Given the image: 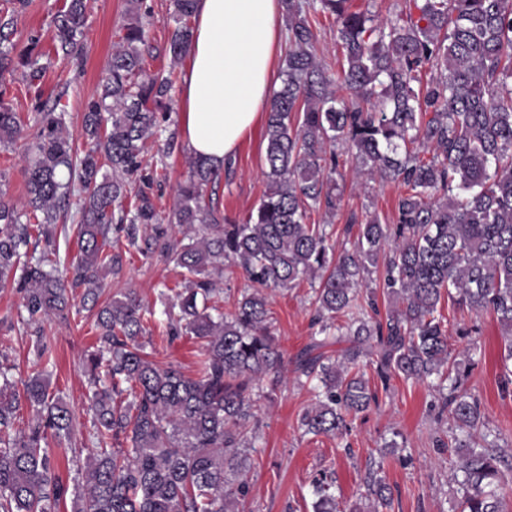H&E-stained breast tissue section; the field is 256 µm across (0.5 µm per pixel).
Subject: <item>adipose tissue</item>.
<instances>
[{"label": "adipose tissue", "mask_w": 512, "mask_h": 512, "mask_svg": "<svg viewBox=\"0 0 512 512\" xmlns=\"http://www.w3.org/2000/svg\"><path fill=\"white\" fill-rule=\"evenodd\" d=\"M282 10L281 0H196L180 92L182 136L194 156L223 165L266 120Z\"/></svg>", "instance_id": "1"}]
</instances>
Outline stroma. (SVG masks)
I'll list each match as a JSON object with an SVG mask.
<instances>
[{
  "label": "stroma",
  "mask_w": 512,
  "mask_h": 512,
  "mask_svg": "<svg viewBox=\"0 0 512 512\" xmlns=\"http://www.w3.org/2000/svg\"><path fill=\"white\" fill-rule=\"evenodd\" d=\"M61 2L31 0L12 37L17 48H24L34 36L39 37L41 49L51 48L53 31L49 23ZM126 8V0H88L81 63L56 58L39 80H30L17 71L0 81L6 101L27 126H34L39 104L61 102L75 149H85L80 134L82 112L122 34ZM172 13L171 0H143L141 20L152 47L149 72L169 66L165 48L175 26ZM179 99V89H172L166 122V132L174 141L171 153L152 146L146 155L149 166L164 172L152 187L156 209L164 220L169 217L179 183L189 171V151L180 130ZM263 133V128H256L240 144L231 173L221 175L209 188L219 211L243 219L258 205L266 187ZM23 156V142L0 145V174L5 177L9 197L19 206L26 202ZM336 180L342 191L339 209L331 216L321 211L311 213L310 223L330 224L335 240L341 242L351 217L374 214L382 223L392 222L395 202L402 191L398 183L361 182L349 161L340 165ZM112 249L122 254L123 270L119 276L106 279L104 298L129 290L136 292L157 313L146 338L151 358L159 365L172 363L186 373H194L199 342L191 336H168L165 328L162 294L182 288L181 269L166 258L146 257L129 248L120 234L113 235ZM269 301L279 347L286 360H295L314 333L311 283L305 280L296 287L273 291ZM19 305V294L9 288L0 289V366H15L27 374L50 370L51 392L70 402L77 415L66 454L85 457L93 427L86 411L88 386L82 362L97 344L94 316L85 311L69 322H52L48 327L52 361L44 364L34 358L33 339L22 329ZM442 313L450 327L466 330L465 335L452 339L455 349L469 350L474 361L465 387L478 397L487 429L501 431L500 446L511 457L512 392L500 388L504 348L501 329L493 315H476L448 301L443 302ZM367 376L378 392L377 403L359 415L345 438L333 439L303 433L299 418L313 396L309 385L297 381L294 374L284 375L269 399L261 403L262 426L255 466L248 475L246 512H311V482L324 469L333 472L336 496L347 507H368L365 479L368 471L379 469L391 487V512H454L450 485L455 458L448 449L433 444L435 436L448 430L447 422L438 417L435 393L424 383L394 376L384 384L372 370ZM392 440L398 443L396 452L385 453V443Z\"/></svg>",
  "instance_id": "1"
}]
</instances>
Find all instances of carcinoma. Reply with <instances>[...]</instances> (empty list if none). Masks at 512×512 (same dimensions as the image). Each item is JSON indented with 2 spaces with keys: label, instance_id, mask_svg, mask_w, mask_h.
Here are the masks:
<instances>
[{
  "label": "carcinoma",
  "instance_id": "cac0c4a2",
  "mask_svg": "<svg viewBox=\"0 0 512 512\" xmlns=\"http://www.w3.org/2000/svg\"><path fill=\"white\" fill-rule=\"evenodd\" d=\"M0 42L9 40L29 0H5ZM142 0H127L123 35L100 92L87 101L81 156L64 133L60 101L45 104L26 143V209L0 187V288L21 296L22 323L35 333L33 352L50 359L45 324L80 309L95 311L100 346L86 359L91 388L92 448L71 460L73 487L64 486L52 447L66 448L75 409L49 393V373L10 376L0 369V512H55L71 494V512H244L259 438L261 383L287 362L271 330L268 292L303 280L317 284V326L310 352L294 372L316 382L315 402L299 419L314 436L341 437L376 400L360 362L377 375L431 382L447 414L450 435L436 439L459 459L453 474L458 512H509L500 487L512 463L498 437L482 435L478 399L464 389L472 362L452 353L441 302L492 313L512 362V0H413L415 11L381 19L353 0H282L288 51L282 85L267 115L266 189L242 221L206 203L218 171L189 159L169 224L159 223L145 172L147 142L162 134L165 101L176 67L189 51L195 0H172L175 27L168 69L145 67ZM85 0H65L52 16L55 56L79 61L87 23ZM336 18L338 68L319 62L318 35L308 15ZM35 81L49 56L30 48L13 60L0 49V77L15 65ZM25 138L13 107L0 96V144ZM381 182L403 186L389 226L365 215L350 246L335 253L325 224L308 212L335 213L340 155ZM141 187L123 200L129 180ZM78 197V254L64 270L57 247L58 214ZM148 256L182 269L171 336L201 343L196 372L149 358L143 341L152 309L137 293L100 302L104 280L122 272L112 233ZM182 237H176V233ZM385 318L373 292L363 293L385 246ZM242 269L252 288L234 310L212 314L215 277L225 263ZM81 308H76L75 298ZM341 336L349 346L324 351ZM32 412L18 429L20 410ZM332 473L312 481V512H341ZM370 512L391 507L385 477L370 474Z\"/></svg>",
  "mask_w": 512,
  "mask_h": 512
}]
</instances>
